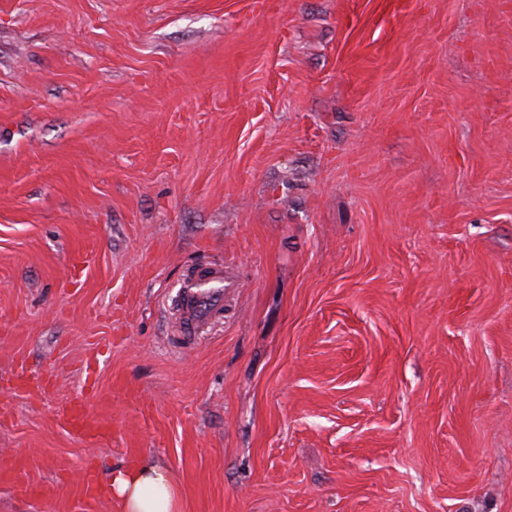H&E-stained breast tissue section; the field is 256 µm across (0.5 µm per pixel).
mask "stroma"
<instances>
[{
    "label": "stroma",
    "mask_w": 512,
    "mask_h": 512,
    "mask_svg": "<svg viewBox=\"0 0 512 512\" xmlns=\"http://www.w3.org/2000/svg\"><path fill=\"white\" fill-rule=\"evenodd\" d=\"M384 2L0 0V512H512V0ZM235 281L224 264H203L187 273L174 297L172 334L180 348L192 346L224 312V298ZM63 419L73 432L88 440H98L108 434V428L87 410L83 399H74L63 413ZM22 466L20 461L11 460L0 462V479L2 482H8L17 487L22 493L30 494L32 492L30 486L24 481L22 477ZM110 491L118 512H177L179 501L170 471L152 459L112 472Z\"/></svg>",
    "instance_id": "35a3bbf8"
}]
</instances>
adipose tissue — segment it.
Returning <instances> with one entry per match:
<instances>
[{
    "label": "adipose tissue",
    "instance_id": "1",
    "mask_svg": "<svg viewBox=\"0 0 512 512\" xmlns=\"http://www.w3.org/2000/svg\"><path fill=\"white\" fill-rule=\"evenodd\" d=\"M110 491L119 512H178L179 509L170 471L150 459L132 468L114 470Z\"/></svg>",
    "mask_w": 512,
    "mask_h": 512
}]
</instances>
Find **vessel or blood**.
Returning a JSON list of instances; mask_svg holds the SVG:
<instances>
[{"label": "vessel or blood", "mask_w": 512, "mask_h": 512, "mask_svg": "<svg viewBox=\"0 0 512 512\" xmlns=\"http://www.w3.org/2000/svg\"><path fill=\"white\" fill-rule=\"evenodd\" d=\"M235 282L223 265L204 264L185 275L174 297L173 335L180 347L192 346L197 337L207 331L224 312V298ZM63 419L76 434L97 440L107 435L108 429L87 409L85 400H73ZM20 461H1L0 480L30 493V486L22 477Z\"/></svg>", "instance_id": "vessel-or-blood-1"}]
</instances>
